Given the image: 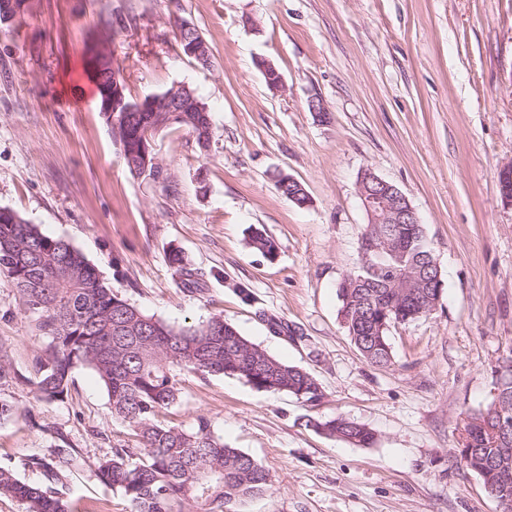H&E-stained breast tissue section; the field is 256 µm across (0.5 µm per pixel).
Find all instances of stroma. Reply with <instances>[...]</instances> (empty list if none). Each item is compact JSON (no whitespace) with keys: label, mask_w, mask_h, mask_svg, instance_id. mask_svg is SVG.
I'll use <instances>...</instances> for the list:
<instances>
[{"label":"stroma","mask_w":512,"mask_h":512,"mask_svg":"<svg viewBox=\"0 0 512 512\" xmlns=\"http://www.w3.org/2000/svg\"><path fill=\"white\" fill-rule=\"evenodd\" d=\"M177 19L206 39L210 66L183 54ZM93 42L123 68L130 96L188 85L210 110V150L171 127L152 143L160 176H132L86 72ZM262 59L282 89L267 86ZM314 98L326 116L311 112ZM510 163L512 0H33L0 31V209L68 240L145 314L177 327L223 315L320 384L311 404L178 370L159 422L190 431L205 418L269 473L243 512H500L455 450L463 418L492 401L512 358V205L498 186ZM365 169L407 196L444 276L435 311L391 327L386 368L360 354L339 315L368 222ZM279 172L310 206L281 195ZM254 228L274 239V257L248 246ZM174 250L197 287L183 286ZM46 343L0 273V399L16 409L0 423V467L42 483L27 460L67 444L77 462L56 488L74 512H130L96 469L138 441L86 366L73 367L66 400L39 398L34 358ZM340 415L374 443L315 429Z\"/></svg>","instance_id":"obj_1"}]
</instances>
